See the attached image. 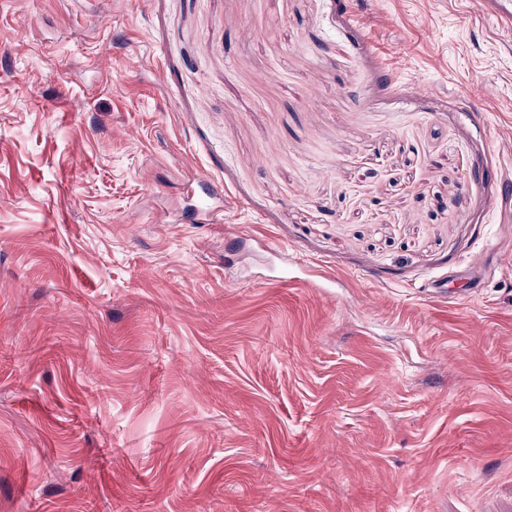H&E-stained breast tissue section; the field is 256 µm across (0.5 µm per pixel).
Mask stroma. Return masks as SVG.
Segmentation results:
<instances>
[{"label": "stroma", "instance_id": "1", "mask_svg": "<svg viewBox=\"0 0 512 512\" xmlns=\"http://www.w3.org/2000/svg\"><path fill=\"white\" fill-rule=\"evenodd\" d=\"M349 2L0 0V512H512V30Z\"/></svg>", "mask_w": 512, "mask_h": 512}]
</instances>
